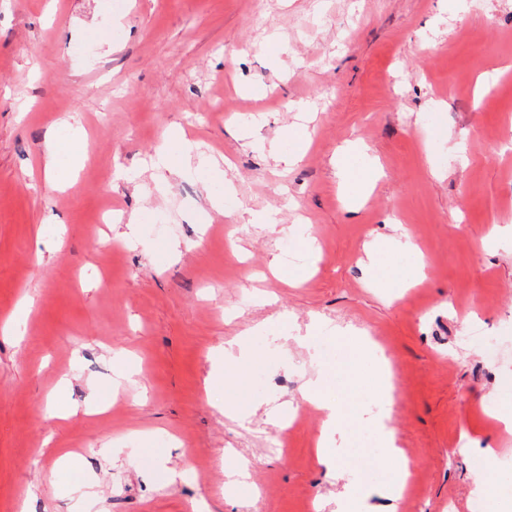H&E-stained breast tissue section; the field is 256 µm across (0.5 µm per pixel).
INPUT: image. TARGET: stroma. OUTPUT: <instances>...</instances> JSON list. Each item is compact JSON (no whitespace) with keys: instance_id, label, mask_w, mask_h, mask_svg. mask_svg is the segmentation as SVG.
Segmentation results:
<instances>
[{"instance_id":"35a3bbf8","label":"stroma","mask_w":512,"mask_h":512,"mask_svg":"<svg viewBox=\"0 0 512 512\" xmlns=\"http://www.w3.org/2000/svg\"><path fill=\"white\" fill-rule=\"evenodd\" d=\"M307 112L309 145L285 166ZM173 129L194 158L229 161L233 195L152 167ZM54 136L85 144L62 190L44 168ZM510 141L512 0H0V512H331L359 466L326 475L324 416L301 401L313 359L258 329L281 320L360 330L399 372L414 477L389 498L380 459L367 512H471L474 448L497 453L489 486L512 470L493 417L512 380ZM351 145L374 184H340ZM240 203L305 225L314 249L277 273L283 235L244 223ZM162 209L174 223H156ZM396 224L425 275L407 282L390 253L380 288L364 246ZM25 296L31 315L4 331ZM244 332L265 385L240 422L207 379ZM228 454L247 461L251 499L229 489Z\"/></svg>"}]
</instances>
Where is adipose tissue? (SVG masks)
Listing matches in <instances>:
<instances>
[{"label": "adipose tissue", "instance_id": "ef3b65f1", "mask_svg": "<svg viewBox=\"0 0 512 512\" xmlns=\"http://www.w3.org/2000/svg\"><path fill=\"white\" fill-rule=\"evenodd\" d=\"M328 330L341 355L332 363L318 360L316 374L302 391L303 402L325 414L320 438L323 458L328 461L333 457L330 443L336 429L358 420L365 403H373L377 411L369 424L391 461L386 490L393 498H400L410 472L398 446V431L391 423L395 396L390 363L381 349L372 347L352 329L337 325ZM209 380L224 383V408L231 417L244 421L256 414L260 403L244 381L225 383L224 374L218 369Z\"/></svg>", "mask_w": 512, "mask_h": 512}]
</instances>
